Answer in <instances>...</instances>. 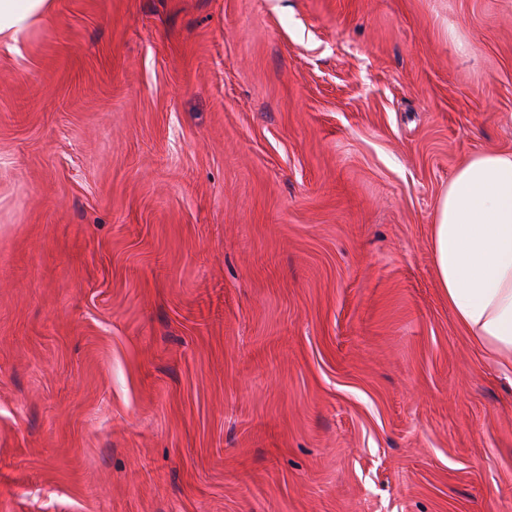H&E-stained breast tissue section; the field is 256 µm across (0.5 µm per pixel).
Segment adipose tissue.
<instances>
[{
    "label": "adipose tissue",
    "mask_w": 512,
    "mask_h": 512,
    "mask_svg": "<svg viewBox=\"0 0 512 512\" xmlns=\"http://www.w3.org/2000/svg\"><path fill=\"white\" fill-rule=\"evenodd\" d=\"M55 0H0L18 38ZM438 283L467 335L512 375V151L468 157L441 194L431 233Z\"/></svg>",
    "instance_id": "obj_1"
}]
</instances>
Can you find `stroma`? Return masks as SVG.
Masks as SVG:
<instances>
[{
  "label": "stroma",
  "mask_w": 512,
  "mask_h": 512,
  "mask_svg": "<svg viewBox=\"0 0 512 512\" xmlns=\"http://www.w3.org/2000/svg\"><path fill=\"white\" fill-rule=\"evenodd\" d=\"M512 150V0H55L0 39V512H512V380L431 224Z\"/></svg>",
  "instance_id": "35a3bbf8"
}]
</instances>
